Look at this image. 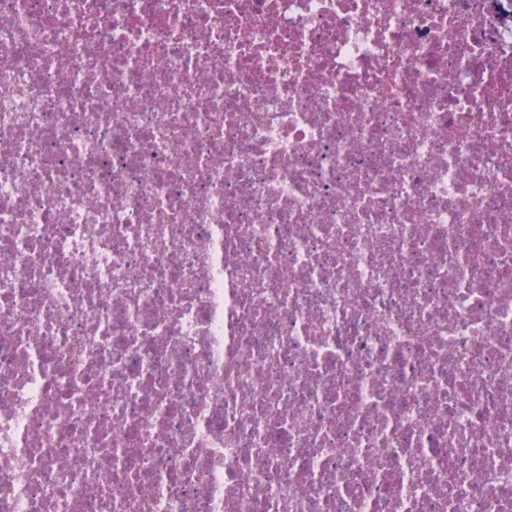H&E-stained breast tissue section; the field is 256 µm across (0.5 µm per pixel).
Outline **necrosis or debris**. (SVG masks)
Listing matches in <instances>:
<instances>
[{
	"label": "necrosis or debris",
	"mask_w": 512,
	"mask_h": 512,
	"mask_svg": "<svg viewBox=\"0 0 512 512\" xmlns=\"http://www.w3.org/2000/svg\"><path fill=\"white\" fill-rule=\"evenodd\" d=\"M0 512H512V0H0Z\"/></svg>",
	"instance_id": "obj_1"
}]
</instances>
